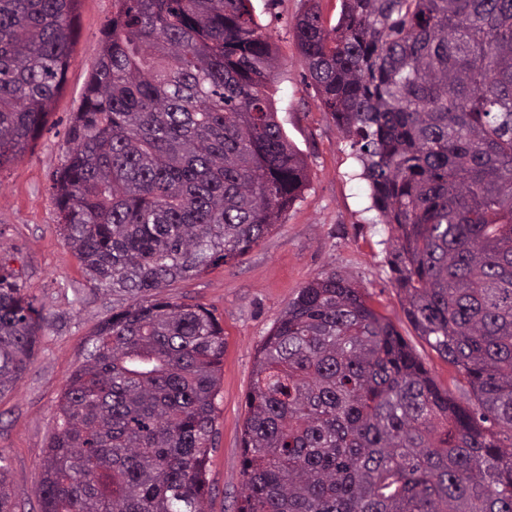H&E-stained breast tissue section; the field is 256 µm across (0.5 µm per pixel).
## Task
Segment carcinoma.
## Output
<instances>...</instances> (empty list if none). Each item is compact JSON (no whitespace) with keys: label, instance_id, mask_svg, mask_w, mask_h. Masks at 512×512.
Instances as JSON below:
<instances>
[{"label":"carcinoma","instance_id":"carcinoma-1","mask_svg":"<svg viewBox=\"0 0 512 512\" xmlns=\"http://www.w3.org/2000/svg\"><path fill=\"white\" fill-rule=\"evenodd\" d=\"M79 0H0V169L42 133ZM293 32L319 107L396 232L394 287L471 389L436 385L334 270L258 350L237 512H512V0H318ZM251 0H113L53 177L91 287L128 296L68 378L39 512H206L224 328L162 296L257 246L308 182ZM43 308L0 270V394ZM0 456V512H16Z\"/></svg>","mask_w":512,"mask_h":512}]
</instances>
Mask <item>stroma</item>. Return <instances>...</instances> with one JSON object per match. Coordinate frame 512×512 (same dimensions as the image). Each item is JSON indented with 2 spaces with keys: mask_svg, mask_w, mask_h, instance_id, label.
Wrapping results in <instances>:
<instances>
[{
  "mask_svg": "<svg viewBox=\"0 0 512 512\" xmlns=\"http://www.w3.org/2000/svg\"><path fill=\"white\" fill-rule=\"evenodd\" d=\"M256 20L272 34L280 59L270 86L278 119L308 163L309 183L279 224L237 261L165 288V297L200 305L224 328V370L217 398L215 447L207 477V512H235L244 477L242 431L256 353L299 288L328 270L357 283L387 318L439 388L461 402L470 388L455 368L418 335L392 284L388 253L394 233L370 210L369 187L349 141L317 107L316 89L293 34L306 0H253ZM112 0H80L65 80L42 135L0 171V265L13 269L42 306L43 336L30 369L0 396V456L12 475L17 512H39L37 466L54 425L57 398L98 326L125 300L89 288L82 267L59 233L52 176L66 149L70 117L80 104Z\"/></svg>",
  "mask_w": 512,
  "mask_h": 512,
  "instance_id": "35a3bbf8",
  "label": "stroma"
}]
</instances>
